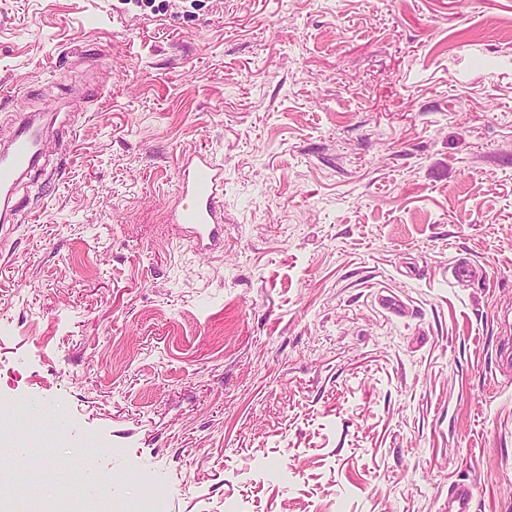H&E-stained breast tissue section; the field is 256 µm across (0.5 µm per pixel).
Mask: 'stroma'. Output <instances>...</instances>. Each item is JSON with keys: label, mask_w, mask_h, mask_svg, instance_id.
Returning <instances> with one entry per match:
<instances>
[{"label": "stroma", "mask_w": 512, "mask_h": 512, "mask_svg": "<svg viewBox=\"0 0 512 512\" xmlns=\"http://www.w3.org/2000/svg\"><path fill=\"white\" fill-rule=\"evenodd\" d=\"M0 89V142L57 107L0 226L40 506L512 512V0H0ZM194 148L207 257L167 220ZM177 198L168 211L194 250L208 255L224 245V164L204 148L184 152L178 162Z\"/></svg>", "instance_id": "stroma-1"}]
</instances>
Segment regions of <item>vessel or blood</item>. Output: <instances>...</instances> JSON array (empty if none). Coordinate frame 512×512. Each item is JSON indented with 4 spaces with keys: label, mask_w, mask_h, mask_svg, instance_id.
Here are the masks:
<instances>
[{
    "label": "vessel or blood",
    "mask_w": 512,
    "mask_h": 512,
    "mask_svg": "<svg viewBox=\"0 0 512 512\" xmlns=\"http://www.w3.org/2000/svg\"><path fill=\"white\" fill-rule=\"evenodd\" d=\"M43 117L32 114L18 122L0 145V220L11 221L24 206L19 191L37 173L44 157ZM181 225L194 250L210 254L224 245V165L209 151L194 148L178 162L177 198L168 211Z\"/></svg>",
    "instance_id": "obj_1"
}]
</instances>
